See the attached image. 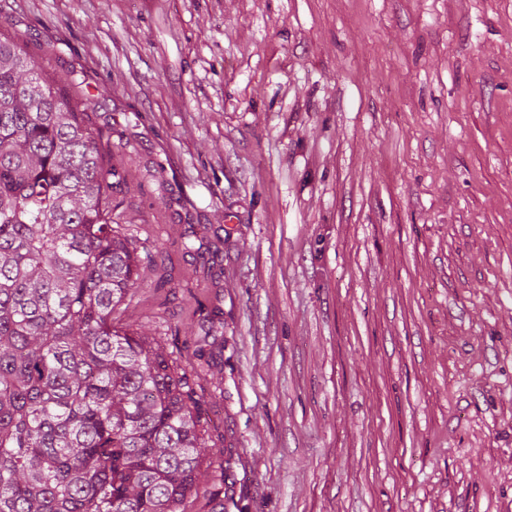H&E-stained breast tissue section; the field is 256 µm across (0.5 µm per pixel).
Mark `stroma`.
Listing matches in <instances>:
<instances>
[{
  "label": "stroma",
  "instance_id": "obj_1",
  "mask_svg": "<svg viewBox=\"0 0 512 512\" xmlns=\"http://www.w3.org/2000/svg\"><path fill=\"white\" fill-rule=\"evenodd\" d=\"M85 94L224 512H512V0H0Z\"/></svg>",
  "mask_w": 512,
  "mask_h": 512
}]
</instances>
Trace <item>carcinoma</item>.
<instances>
[{
	"label": "carcinoma",
	"mask_w": 512,
	"mask_h": 512,
	"mask_svg": "<svg viewBox=\"0 0 512 512\" xmlns=\"http://www.w3.org/2000/svg\"><path fill=\"white\" fill-rule=\"evenodd\" d=\"M89 109L0 36V512H187L200 402L154 338L112 323L141 258Z\"/></svg>",
	"instance_id": "cac0c4a2"
}]
</instances>
